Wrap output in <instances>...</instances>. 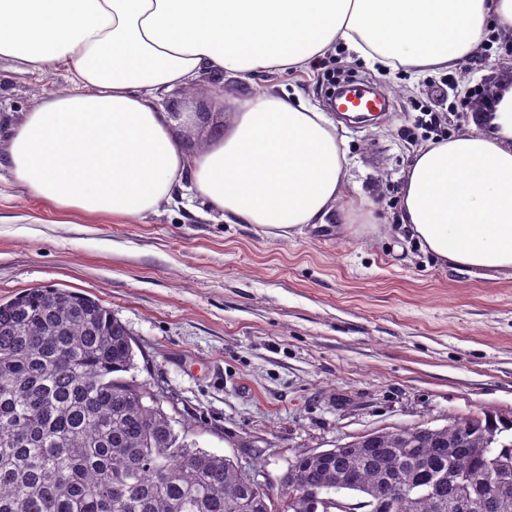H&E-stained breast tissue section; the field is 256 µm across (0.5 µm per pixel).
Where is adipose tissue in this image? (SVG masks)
I'll list each match as a JSON object with an SVG mask.
<instances>
[{
    "instance_id": "1",
    "label": "adipose tissue",
    "mask_w": 512,
    "mask_h": 512,
    "mask_svg": "<svg viewBox=\"0 0 512 512\" xmlns=\"http://www.w3.org/2000/svg\"><path fill=\"white\" fill-rule=\"evenodd\" d=\"M512 38V0H0V62L68 88L5 118L11 184L61 211L137 219L176 197L286 236L352 224L335 121L280 94L244 98L192 151L162 94L222 76L299 69L335 44L385 67L439 73ZM489 121L416 151L398 227L435 261L512 277V90Z\"/></svg>"
}]
</instances>
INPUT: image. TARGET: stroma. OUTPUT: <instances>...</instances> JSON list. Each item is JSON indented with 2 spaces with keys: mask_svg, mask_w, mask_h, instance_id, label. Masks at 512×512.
Here are the masks:
<instances>
[{
  "mask_svg": "<svg viewBox=\"0 0 512 512\" xmlns=\"http://www.w3.org/2000/svg\"><path fill=\"white\" fill-rule=\"evenodd\" d=\"M475 93L512 86V41L489 39L455 67ZM367 81L391 105L365 121L336 116L348 197L373 205L362 226L331 222L290 236L229 224L194 204L126 222L62 213L0 181V300L30 288L97 297L138 345L131 374L161 391L175 429L237 459L278 497L296 454L374 431L512 419V279L440 266L395 218L415 147L400 136L420 108L453 132L481 119L451 108L435 74L370 64L337 47L308 67L251 80L210 78L161 100L188 147L207 145L239 103L269 91L327 110L334 78ZM0 65V114L66 89Z\"/></svg>",
  "mask_w": 512,
  "mask_h": 512,
  "instance_id": "1",
  "label": "stroma"
}]
</instances>
